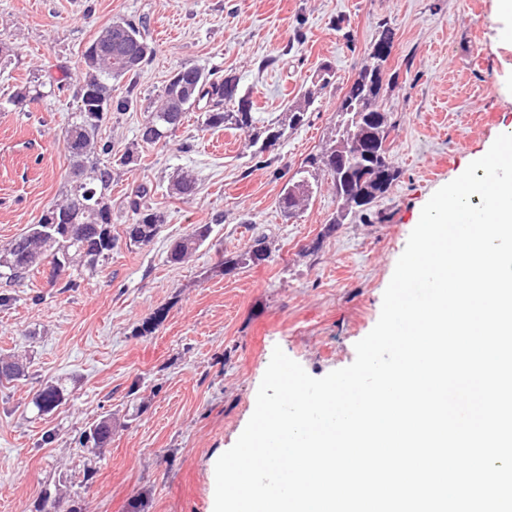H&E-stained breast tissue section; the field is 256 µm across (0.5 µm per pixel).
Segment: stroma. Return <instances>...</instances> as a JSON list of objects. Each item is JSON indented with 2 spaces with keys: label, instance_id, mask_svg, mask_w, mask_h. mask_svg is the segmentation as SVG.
I'll return each mask as SVG.
<instances>
[{
  "label": "stroma",
  "instance_id": "1",
  "mask_svg": "<svg viewBox=\"0 0 512 512\" xmlns=\"http://www.w3.org/2000/svg\"><path fill=\"white\" fill-rule=\"evenodd\" d=\"M497 0H0V249L39 223L71 171L64 141L78 106L83 52L113 22L143 23L153 53L134 81L112 84L127 110L101 128L114 153L137 162L112 184V232L123 235L136 186L165 222L147 246L115 249L102 271L73 288L38 267L0 307V357L27 366L0 385V512H36L45 495L73 512H210L215 464L250 419L274 347L320 378L350 365L377 323L383 294L421 210L440 187L512 133V41H501ZM395 33L378 102L388 112L398 181L366 219L333 227L340 203L328 176L299 217L286 219L288 178L321 151L336 101L367 61L380 26ZM335 83L308 120L255 160L245 133L207 129L187 113L167 144L139 132L168 79L184 67L233 74L265 125L301 94L322 64ZM66 77L64 95L16 106L35 76ZM187 173L193 196L171 191ZM209 239L183 262L175 241L196 225ZM264 237L265 261L225 272L224 258ZM165 318L150 334L144 320ZM68 399L31 409L47 381ZM112 439L84 446L102 416Z\"/></svg>",
  "mask_w": 512,
  "mask_h": 512
}]
</instances>
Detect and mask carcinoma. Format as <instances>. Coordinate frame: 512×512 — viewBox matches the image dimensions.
<instances>
[{
	"mask_svg": "<svg viewBox=\"0 0 512 512\" xmlns=\"http://www.w3.org/2000/svg\"><path fill=\"white\" fill-rule=\"evenodd\" d=\"M123 32L113 27L103 29L82 54V84L78 96L80 105L72 113L66 131L67 149L72 159L71 176L67 180L62 202L50 207L39 223L12 240L0 250V283L6 287L21 284L36 267L49 260L75 257L83 260L77 276H94L119 247L120 238L112 234V181L116 171L135 163L134 153H125L115 162L101 161L112 155V142L100 136L102 123L113 109L124 110L129 100L113 101L112 81L134 76L140 69L136 61H145L153 53L139 25L122 22ZM326 76H318L304 88L299 99L288 105L276 120L266 126H257L253 116V102L238 95L237 77L226 75L211 78V74L197 68L178 70L159 97L155 108L147 113L141 141L146 144L165 143L183 124L186 112L202 110L203 125L209 129L230 128L245 132L257 154L268 151V142L279 141L288 129L303 125L309 107L315 99L334 84L335 73L328 65ZM384 69L376 65L373 56L367 57L357 78L338 102L336 122L325 148L309 157L303 166L289 178L283 190L282 208L287 217L297 215L302 203L309 200L318 187V176L330 177L340 208L330 221L335 228L349 217L362 213L375 199L386 194L400 177V170L388 162L387 139L391 124L387 113L380 110L378 99L383 90ZM61 92L65 83L48 77L45 81L17 88L11 102L17 103L41 94ZM370 144V154L353 162L343 160L344 147L351 137ZM148 195L144 186L133 189L128 196V207L133 223L126 226L125 245L145 246L164 223L163 213L143 205ZM211 226L202 224L186 238L173 246L170 259L180 262L196 251L209 237ZM268 258L264 239L254 240L251 248L224 259V273L229 274L251 261ZM25 376L22 363L0 358V384ZM67 400V389L58 381H48L32 400L41 414H49ZM112 438V421L103 418L84 434L83 443L100 448Z\"/></svg>",
	"mask_w": 512,
	"mask_h": 512,
	"instance_id": "obj_1",
	"label": "carcinoma"
}]
</instances>
